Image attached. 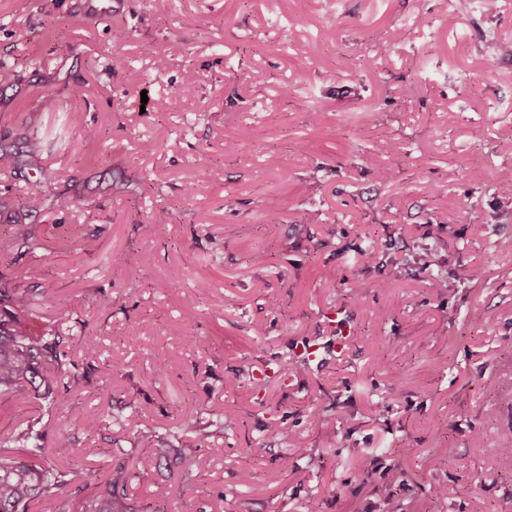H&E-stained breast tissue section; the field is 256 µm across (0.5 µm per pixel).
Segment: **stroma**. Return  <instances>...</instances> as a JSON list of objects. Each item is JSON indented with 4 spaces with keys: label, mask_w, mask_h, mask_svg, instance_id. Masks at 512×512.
I'll list each match as a JSON object with an SVG mask.
<instances>
[{
    "label": "stroma",
    "mask_w": 512,
    "mask_h": 512,
    "mask_svg": "<svg viewBox=\"0 0 512 512\" xmlns=\"http://www.w3.org/2000/svg\"><path fill=\"white\" fill-rule=\"evenodd\" d=\"M81 4L0 0V238L34 231L0 281L82 377L59 410L0 393V448L150 469L141 512H512V0ZM331 304L347 345L284 375ZM124 1L122 0H87L86 12L99 22H109L123 14Z\"/></svg>",
    "instance_id": "stroma-1"
}]
</instances>
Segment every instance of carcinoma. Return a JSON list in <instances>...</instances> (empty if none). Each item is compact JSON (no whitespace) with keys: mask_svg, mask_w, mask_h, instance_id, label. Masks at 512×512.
Masks as SVG:
<instances>
[{"mask_svg":"<svg viewBox=\"0 0 512 512\" xmlns=\"http://www.w3.org/2000/svg\"><path fill=\"white\" fill-rule=\"evenodd\" d=\"M32 238V230L22 225L13 239L0 241V254L10 252L16 241L27 242ZM36 306L35 296L27 291L7 284L0 286V390H18L28 376L46 364H55L58 370H63L56 340L34 336L24 328ZM41 388V399L48 406H64L65 396L56 391L53 379H42ZM16 441L22 443L19 452L24 458L21 460L0 448V512H25L35 495L58 500L56 512H138L137 506L127 501L124 494L128 479L125 467L107 473L95 483L89 497L73 500L63 496L64 489L71 487L81 493L90 487L85 469L75 466L61 474L50 471L42 447L36 444V436L29 427L17 433Z\"/></svg>","mask_w":512,"mask_h":512,"instance_id":"cac0c4a2","label":"carcinoma"}]
</instances>
